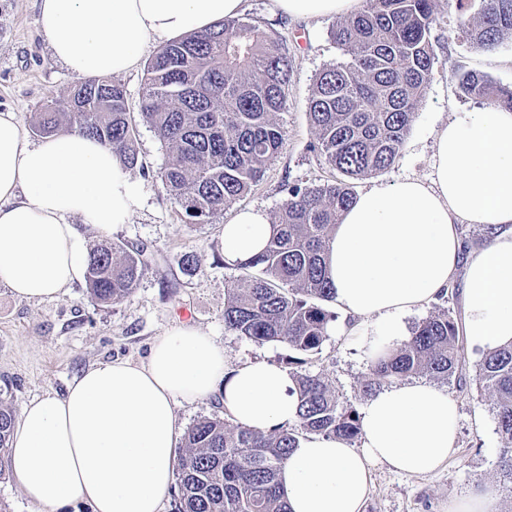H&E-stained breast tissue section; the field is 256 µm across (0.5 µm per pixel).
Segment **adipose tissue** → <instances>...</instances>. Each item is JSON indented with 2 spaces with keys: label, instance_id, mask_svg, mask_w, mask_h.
I'll use <instances>...</instances> for the list:
<instances>
[{
  "label": "adipose tissue",
  "instance_id": "obj_1",
  "mask_svg": "<svg viewBox=\"0 0 512 512\" xmlns=\"http://www.w3.org/2000/svg\"><path fill=\"white\" fill-rule=\"evenodd\" d=\"M360 0H275L303 20L346 15ZM246 0H41L38 26L53 59L77 75L137 69L153 44L235 17ZM435 177L377 182L358 194L328 244L327 271L345 312L376 319L387 344L404 316L464 286L467 334L492 349L512 342V111L454 113L437 134ZM139 204L135 182L97 140L63 132L29 141L0 113V284L27 300L55 298L84 281L87 243L74 219L111 237ZM496 225L483 251L462 256L457 227ZM267 213L239 210L225 224L224 259L259 254ZM287 368L247 361L227 368L224 348L190 324L158 337L147 361L87 369L64 395L28 402L14 426L10 471L44 512L76 502L92 512H163L175 475L177 401L219 396L238 425L268 433L297 422ZM363 450L311 434L291 451L280 492L291 512H362L370 465L424 475L447 461L457 407L427 383H396L362 407Z\"/></svg>",
  "mask_w": 512,
  "mask_h": 512
}]
</instances>
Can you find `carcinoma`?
Segmentation results:
<instances>
[{
    "mask_svg": "<svg viewBox=\"0 0 512 512\" xmlns=\"http://www.w3.org/2000/svg\"><path fill=\"white\" fill-rule=\"evenodd\" d=\"M365 2L332 30L350 61L323 68L308 98L315 148L343 179L289 189L264 251L240 264L256 274L225 292L228 332L257 344L283 343L301 355L320 349L335 318L320 305L334 300L325 253L355 198L353 181L395 164L436 63V0ZM459 30L472 44L495 49L512 35V0H486L478 16L460 20ZM291 78V55L277 33L238 19L172 40L147 63L140 115L167 145L159 178L188 223L223 214L263 177L284 144L277 115L288 104ZM458 86L490 109L512 110V86L474 71L458 74ZM60 130L100 141L127 168L139 163L126 93L108 77L74 87L63 103L45 104L33 132ZM146 251L109 239L95 246L86 276L91 300L111 305L132 293ZM463 364L457 326L444 312L376 358L362 391L413 375L447 380ZM293 378L298 420L292 427L264 433L200 418L187 429L176 464L178 512H290L278 474L300 438L318 434L350 444L362 435L358 415L324 380L298 370ZM474 381L495 396L499 467L512 479V343L483 352ZM13 422L12 409L0 403V477Z\"/></svg>",
    "mask_w": 512,
    "mask_h": 512,
    "instance_id": "cac0c4a2",
    "label": "carcinoma"
}]
</instances>
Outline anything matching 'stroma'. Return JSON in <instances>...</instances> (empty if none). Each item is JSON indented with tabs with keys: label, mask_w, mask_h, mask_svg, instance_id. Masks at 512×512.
Instances as JSON below:
<instances>
[{
	"label": "stroma",
	"mask_w": 512,
	"mask_h": 512,
	"mask_svg": "<svg viewBox=\"0 0 512 512\" xmlns=\"http://www.w3.org/2000/svg\"><path fill=\"white\" fill-rule=\"evenodd\" d=\"M440 23L431 32L438 62L413 119L400 157L390 169L355 183L363 191L372 182L396 183L408 178L431 182L435 136L451 113L480 108L465 96L457 75L476 71L495 82L512 85V37L491 51L471 44L459 30V17L446 0L437 5ZM37 0H0V111L16 116L24 135H31L47 100L66 98L82 76L56 62L41 34ZM243 20L278 32L293 57L288 107L278 116L284 145L263 179L235 206L207 224H188L158 174L168 151L146 124L138 126L141 164L129 171L139 191V205L113 240L147 246L151 258L135 290L114 305L94 304L86 283H78L56 299L33 301L0 286V400L22 410L32 399L64 393L72 380L95 364L113 359L138 363L149 356L153 341L182 319L224 347L227 367L251 360L286 364L287 345L255 344L224 329L225 289L243 278L244 270L224 261L223 228L236 211L261 208L276 216L290 186L311 187L337 180L339 174L313 148L316 139L307 106L315 76L326 66L346 61L331 31L337 20H295L276 9L273 0H247ZM195 258V272L185 276V253ZM335 313L319 352L306 356L304 370L335 389L341 403L361 410V384L372 360L375 320L355 316L328 302ZM464 366L440 381L458 409L457 440L448 460L434 473L410 475L377 463L364 512H448L449 503L477 484L491 488L496 512H512V480L498 467L501 442L496 432L494 398L478 392L473 365L480 349L460 340Z\"/></svg>",
	"instance_id": "35a3bbf8"
}]
</instances>
